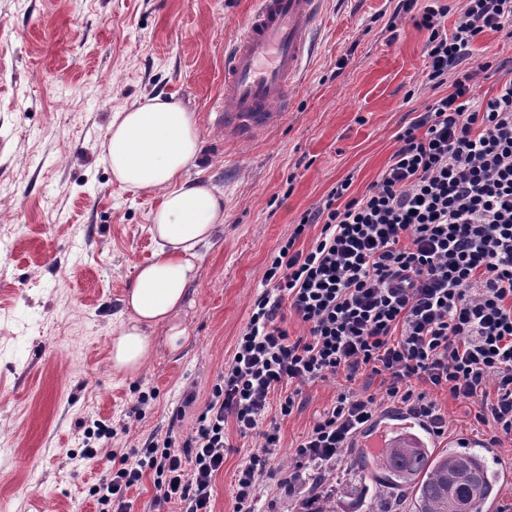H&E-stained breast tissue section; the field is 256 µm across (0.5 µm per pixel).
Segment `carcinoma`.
<instances>
[{"instance_id":"obj_1","label":"carcinoma","mask_w":512,"mask_h":512,"mask_svg":"<svg viewBox=\"0 0 512 512\" xmlns=\"http://www.w3.org/2000/svg\"><path fill=\"white\" fill-rule=\"evenodd\" d=\"M460 471L474 473L479 486L472 512H482L494 495L496 478L483 456L475 452L437 451L428 448H383L378 452L371 480L390 488H409L415 512H456L465 489H449L451 476Z\"/></svg>"}]
</instances>
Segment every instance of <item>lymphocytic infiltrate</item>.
Masks as SVG:
<instances>
[{
  "label": "lymphocytic infiltrate",
  "instance_id": "f902f5d3",
  "mask_svg": "<svg viewBox=\"0 0 512 512\" xmlns=\"http://www.w3.org/2000/svg\"><path fill=\"white\" fill-rule=\"evenodd\" d=\"M416 2L398 0L395 11L418 12L427 79L452 92L415 111L362 194L345 178L300 216L270 257L232 359L181 450L166 440L122 453L91 489L100 512H131L127 494L148 471L157 502L212 512L230 422L240 436L260 439L234 490V512H254L281 446L279 428L266 421L271 403L292 415L303 386L339 375L381 377L384 392L338 393L294 449L288 483L337 466L385 403L444 436L435 389L478 399L491 443L512 439V76L490 97L473 93V46L489 30L512 38V0H462L449 30L441 23L447 5ZM312 225L318 235L297 247ZM285 306L306 335L278 326Z\"/></svg>",
  "mask_w": 512,
  "mask_h": 512
}]
</instances>
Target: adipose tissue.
Wrapping results in <instances>:
<instances>
[{
	"label": "adipose tissue",
	"mask_w": 512,
	"mask_h": 512,
	"mask_svg": "<svg viewBox=\"0 0 512 512\" xmlns=\"http://www.w3.org/2000/svg\"><path fill=\"white\" fill-rule=\"evenodd\" d=\"M194 116L180 101L159 96L115 113L104 160L122 189L158 197L149 231L152 260L137 266L112 331L113 374L136 376L156 351L153 336L165 328L171 345L186 334L180 313L196 283L202 251L224 231V194L190 181L199 158Z\"/></svg>",
	"instance_id": "adipose-tissue-1"
}]
</instances>
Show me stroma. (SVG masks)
I'll list each match as a JSON object with an SVG mask.
<instances>
[{
    "mask_svg": "<svg viewBox=\"0 0 512 512\" xmlns=\"http://www.w3.org/2000/svg\"><path fill=\"white\" fill-rule=\"evenodd\" d=\"M253 0H0V512H97L91 486L107 451L150 441L181 445L246 324L270 256L301 214L352 178L364 192L397 148L406 94L450 93L426 80V35L397 0H322L315 50L282 123L233 145L211 124L224 98V50ZM161 95L193 112L201 143L189 179L224 193V235L205 250L183 312L187 337L132 378L113 375L112 331L136 264L149 260L152 197L113 182L103 163L114 112ZM381 397L378 377L303 387L276 421L272 470L345 388ZM447 435L437 450L477 446L499 474L496 512H512V450L490 448L474 400L442 393ZM109 444L88 437L94 421ZM213 483V512H233L235 475L258 452L240 437ZM97 449L82 458L83 449ZM360 449L327 471L336 512H415L408 489L376 488L357 473Z\"/></svg>",
    "mask_w": 512,
    "mask_h": 512,
    "instance_id": "1",
    "label": "stroma"
}]
</instances>
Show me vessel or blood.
<instances>
[{"label":"vessel or blood","mask_w":512,"mask_h":512,"mask_svg":"<svg viewBox=\"0 0 512 512\" xmlns=\"http://www.w3.org/2000/svg\"><path fill=\"white\" fill-rule=\"evenodd\" d=\"M318 5L319 0H255L224 61V108L217 120L225 136L251 141L284 118L311 52ZM396 442L408 448L431 445L426 424L407 421L381 424L369 445L387 448Z\"/></svg>","instance_id":"vessel-or-blood-1"}]
</instances>
